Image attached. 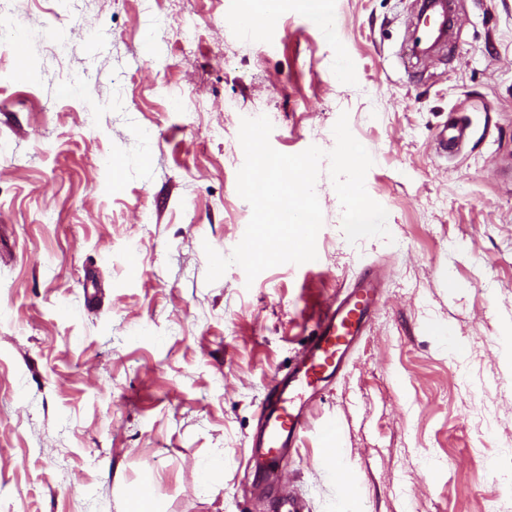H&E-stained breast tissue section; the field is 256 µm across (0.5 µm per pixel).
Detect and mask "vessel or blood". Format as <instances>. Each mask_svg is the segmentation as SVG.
<instances>
[{
  "label": "vessel or blood",
  "mask_w": 512,
  "mask_h": 512,
  "mask_svg": "<svg viewBox=\"0 0 512 512\" xmlns=\"http://www.w3.org/2000/svg\"><path fill=\"white\" fill-rule=\"evenodd\" d=\"M467 138L465 125L439 127L435 141L441 151L458 150ZM377 295L374 271L359 274L347 289L323 301L313 312L315 333L301 360L287 375L275 379L267 402L259 408V469L271 480L276 468L309 429L304 393L319 394L325 382L342 371L345 356L364 334Z\"/></svg>",
  "instance_id": "vessel-or-blood-1"
}]
</instances>
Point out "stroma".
<instances>
[{
    "mask_svg": "<svg viewBox=\"0 0 512 512\" xmlns=\"http://www.w3.org/2000/svg\"><path fill=\"white\" fill-rule=\"evenodd\" d=\"M454 2L447 51L414 68L413 0H283L250 35L227 0H159L186 29L148 0H14L67 48L0 44V512H124L145 486L155 512H274L258 408L311 307L367 268L371 327L278 491L306 512H512V0ZM258 105L285 154L332 150L347 114L391 240L347 241L324 171L316 260L207 282L205 247L231 255L251 218ZM461 118L463 152L439 155ZM467 139V127L464 124H453L450 127H439L436 135V144L442 152L458 150ZM321 436L323 439H325L327 441L328 447L333 449V452L331 454H329V456L334 455L336 458V467H335L336 479L345 489V494L349 495L354 490V483L350 479H348L344 476L343 470L339 464V459H340L339 458V448H333V447H335V444H333L332 441L336 436L335 425L330 422L325 424L321 430Z\"/></svg>",
    "mask_w": 512,
    "mask_h": 512,
    "instance_id": "stroma-1",
    "label": "stroma"
}]
</instances>
